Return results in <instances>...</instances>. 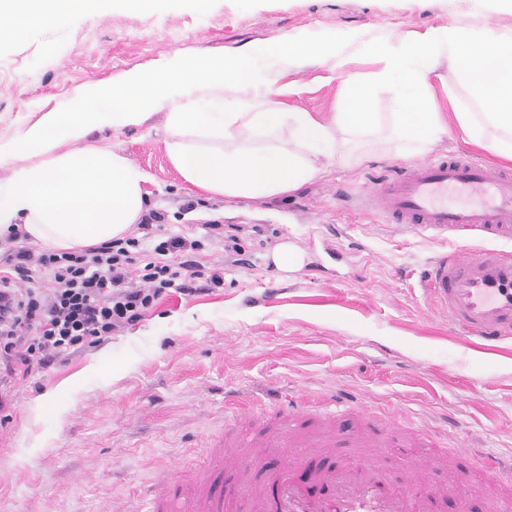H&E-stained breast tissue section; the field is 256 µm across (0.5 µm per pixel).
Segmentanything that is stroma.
Here are the masks:
<instances>
[{
    "label": "stroma",
    "mask_w": 512,
    "mask_h": 512,
    "mask_svg": "<svg viewBox=\"0 0 512 512\" xmlns=\"http://www.w3.org/2000/svg\"><path fill=\"white\" fill-rule=\"evenodd\" d=\"M455 22L512 30V0H211L204 13L193 0H156L148 12L97 0L73 25L0 37V137L172 55L219 57L283 34L335 38L334 56L289 61L281 83L289 107L338 112L352 83L388 68L385 58L361 55L363 46L439 35ZM431 98L446 131L430 153L462 149L502 166L460 129L456 111L482 109L444 50ZM377 106L366 160L337 159L296 192L265 200L188 187L167 157L162 116L89 135L116 142L150 175L149 206L167 211L166 235L204 240L217 222L239 230L243 251L205 247L198 258L223 272L221 287L168 290L134 325L47 369L26 373L0 360V512H137L177 463L195 484L212 448L229 457L263 433L249 422L225 439L229 395L261 414L293 397L313 404L333 396L382 425L413 423L432 436L428 480L458 481L444 512H494L461 461L472 450L512 454V336L489 351L455 334L419 284L446 243L345 205L383 169L418 160L397 153L394 92L380 91ZM285 241L306 255L292 273L271 257Z\"/></svg>",
    "instance_id": "1"
}]
</instances>
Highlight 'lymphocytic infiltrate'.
Instances as JSON below:
<instances>
[{"instance_id": "1", "label": "lymphocytic infiltrate", "mask_w": 512, "mask_h": 512, "mask_svg": "<svg viewBox=\"0 0 512 512\" xmlns=\"http://www.w3.org/2000/svg\"><path fill=\"white\" fill-rule=\"evenodd\" d=\"M163 210H150L134 233L75 252L18 248L0 272V354L31 369L50 358L95 344L135 324L165 290L185 293L191 282L223 278L189 257L202 244L182 236L158 241L143 257L144 237L166 224ZM183 261H175L178 253Z\"/></svg>"}]
</instances>
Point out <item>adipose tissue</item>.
Here are the masks:
<instances>
[{"mask_svg":"<svg viewBox=\"0 0 512 512\" xmlns=\"http://www.w3.org/2000/svg\"><path fill=\"white\" fill-rule=\"evenodd\" d=\"M70 0H0L9 31L34 22L66 24ZM333 43L280 35L221 58L173 56L151 72L133 71L112 89L91 87L73 112H46L0 139V237L22 230L35 244L74 252L121 239L140 222L150 177L111 145L88 143L96 129L140 126L165 117L170 163L192 187L215 197L266 199L292 193L335 161L337 131L377 124L369 92L354 89L342 112L313 114L283 100L277 61L331 56ZM240 93L226 96V85ZM251 139L243 142L240 131ZM75 150L58 152L59 141Z\"/></svg>","mask_w":512,"mask_h":512,"instance_id":"ef3b65f1","label":"adipose tissue"}]
</instances>
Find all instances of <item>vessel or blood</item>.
Here are the masks:
<instances>
[{"label": "vessel or blood", "instance_id": "b4317fda", "mask_svg": "<svg viewBox=\"0 0 512 512\" xmlns=\"http://www.w3.org/2000/svg\"><path fill=\"white\" fill-rule=\"evenodd\" d=\"M351 201L362 211L402 230L450 242L423 271L428 301L486 348L512 335V169H489L464 151L396 166L375 177ZM278 432L262 440L279 446L289 426L311 419L308 403L289 404ZM263 452L243 449L238 465L246 481L230 483L244 512H440L443 490L411 493L392 483L377 461L345 459L327 465L311 452L265 466ZM306 480H298L296 472ZM183 470L171 467L167 488L151 492L141 512H169ZM488 482L498 493L496 512H512V480L490 463ZM225 491V492H228ZM223 491L204 488V512H224Z\"/></svg>", "mask_w": 512, "mask_h": 512}]
</instances>
